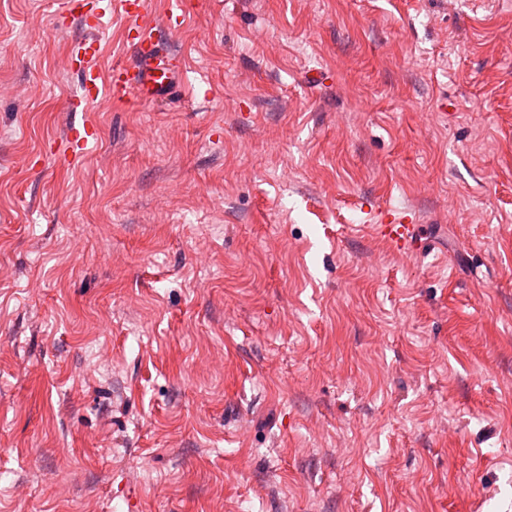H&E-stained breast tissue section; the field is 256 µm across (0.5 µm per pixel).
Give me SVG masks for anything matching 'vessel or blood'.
I'll return each instance as SVG.
<instances>
[{"mask_svg":"<svg viewBox=\"0 0 512 512\" xmlns=\"http://www.w3.org/2000/svg\"><path fill=\"white\" fill-rule=\"evenodd\" d=\"M120 3L126 21L124 40L134 53L129 62L113 65L109 73H101L96 64L101 45L93 38L102 18L111 10L113 3ZM69 11L75 12L89 35L79 43L72 62L81 74L79 93L74 105L89 102L100 94L122 101L135 96L143 100H155L172 94L178 70L176 56L170 55L167 46L148 27L149 0H67ZM379 234L397 252L417 249L418 227L388 218L379 225Z\"/></svg>","mask_w":512,"mask_h":512,"instance_id":"b4317fda","label":"vessel or blood"}]
</instances>
